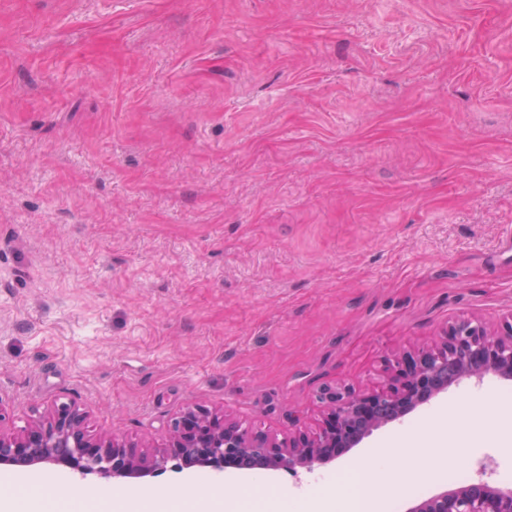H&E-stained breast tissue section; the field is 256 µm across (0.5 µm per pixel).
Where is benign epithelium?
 I'll return each mask as SVG.
<instances>
[{
  "mask_svg": "<svg viewBox=\"0 0 512 512\" xmlns=\"http://www.w3.org/2000/svg\"><path fill=\"white\" fill-rule=\"evenodd\" d=\"M385 367L389 379L380 388L346 382L320 388L322 418L313 432L302 429L291 412V429L279 438L194 404L172 419L168 450L148 455L117 434H87L85 413L66 402L21 434L0 429V464L49 462L112 479L161 473L172 459L215 468L248 461L293 472L310 469L357 446L371 430L404 417L463 377L480 379L492 372L511 379L512 315L495 329L478 317L459 316L433 341L387 360ZM412 512H512V490L480 480L431 497Z\"/></svg>",
  "mask_w": 512,
  "mask_h": 512,
  "instance_id": "obj_1",
  "label": "benign epithelium"
}]
</instances>
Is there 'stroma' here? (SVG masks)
<instances>
[{
  "instance_id": "35a3bbf8",
  "label": "stroma",
  "mask_w": 512,
  "mask_h": 512,
  "mask_svg": "<svg viewBox=\"0 0 512 512\" xmlns=\"http://www.w3.org/2000/svg\"><path fill=\"white\" fill-rule=\"evenodd\" d=\"M512 314V0H0V426L62 402L166 447L188 405L281 435L319 388H377L457 316ZM512 421V380L448 388L335 460L112 481L0 465L40 512H294L367 460L398 512L453 490L447 414ZM424 474L402 483L413 449ZM53 474V488L29 481Z\"/></svg>"
}]
</instances>
